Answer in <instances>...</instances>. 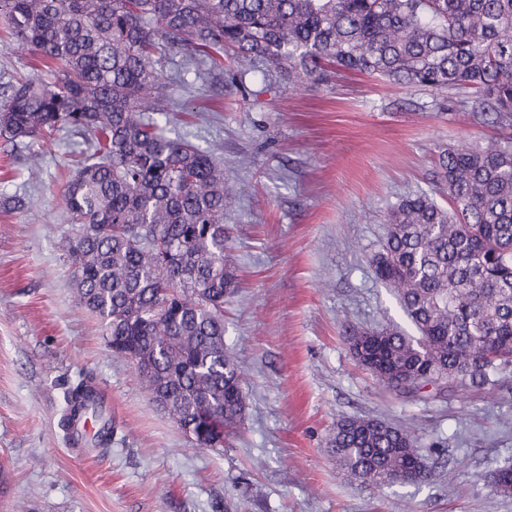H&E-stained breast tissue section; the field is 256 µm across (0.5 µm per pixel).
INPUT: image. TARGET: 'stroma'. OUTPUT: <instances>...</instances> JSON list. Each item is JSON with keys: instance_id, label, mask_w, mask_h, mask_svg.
Wrapping results in <instances>:
<instances>
[{"instance_id": "1", "label": "stroma", "mask_w": 512, "mask_h": 512, "mask_svg": "<svg viewBox=\"0 0 512 512\" xmlns=\"http://www.w3.org/2000/svg\"><path fill=\"white\" fill-rule=\"evenodd\" d=\"M168 136L224 157L248 183L224 222L238 288L224 340L245 373L247 412L223 450L200 449L149 398L135 364L112 355L73 294L59 247L75 137L32 159L0 139V512H512L491 477L512 467V394L489 388L412 398L382 388L353 357L349 326L416 328L369 259L387 211L438 197L439 151L494 135L430 89L334 72L293 87L259 63L190 79ZM90 376L119 424L107 452L70 449L64 393ZM422 427L419 483H350L328 452L338 418Z\"/></svg>"}]
</instances>
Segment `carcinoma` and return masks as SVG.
Listing matches in <instances>:
<instances>
[{
  "instance_id": "1",
  "label": "carcinoma",
  "mask_w": 512,
  "mask_h": 512,
  "mask_svg": "<svg viewBox=\"0 0 512 512\" xmlns=\"http://www.w3.org/2000/svg\"><path fill=\"white\" fill-rule=\"evenodd\" d=\"M4 40L41 62L7 82L0 137L30 146L67 129L84 148L63 198L80 305L106 344L132 360L151 399L197 446L236 433L244 372L224 343L234 294L224 201L248 192L224 181L211 150L166 135L174 86L259 61L302 82L328 68L442 94L448 111L491 116L504 133L439 153L448 198L407 197L386 215L370 263L418 331L346 330L353 356L401 397L429 385L502 388L512 372V0H0ZM182 50L180 69L158 65ZM65 430L102 419L89 379L66 395ZM117 430L102 419L92 447ZM328 445L359 485L423 480L419 428L343 417ZM494 490L512 496V467Z\"/></svg>"
}]
</instances>
